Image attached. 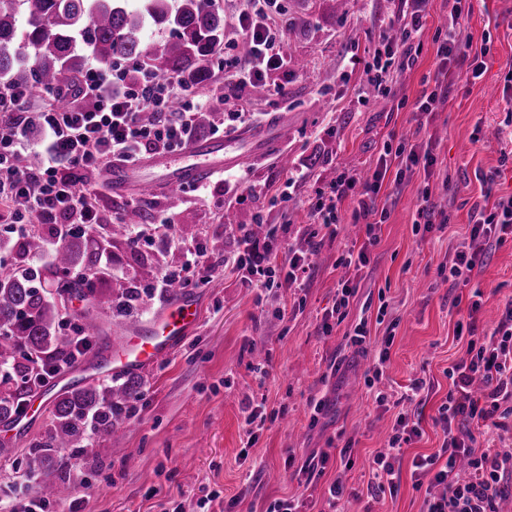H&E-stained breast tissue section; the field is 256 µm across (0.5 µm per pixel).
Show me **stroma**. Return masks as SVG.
Masks as SVG:
<instances>
[{
  "mask_svg": "<svg viewBox=\"0 0 512 512\" xmlns=\"http://www.w3.org/2000/svg\"><path fill=\"white\" fill-rule=\"evenodd\" d=\"M463 31L473 44L490 37L491 51L480 78L459 82L444 111L419 128L413 104L424 75L434 68L432 38L448 21L445 0H430L423 49L414 65L392 70L391 94L384 103L369 94L367 67L391 14L394 0H285L288 33L287 71L274 80L286 84L287 102L265 88L245 90L240 118L225 116V176L236 181L224 198L223 213L207 191H157L142 207L147 217L171 212V236L149 235L138 258H112L115 272L137 276L150 286L141 267L160 270L181 264L195 241L222 237L224 249L207 252L209 264L223 273L189 289L198 320L182 344L155 366L143 370L142 395L133 416L101 445L97 462L78 458L72 449L55 452L59 473L86 502V512H199L202 493L214 494L209 512H268L282 498L314 499L326 512L323 491L340 478L358 499L344 512H420L422 498L409 476L414 456L429 455L442 443L431 418L448 394L446 369L464 357L466 336L458 335L459 315L448 300V261L468 240V211L480 200L482 173L502 168L493 186L498 195L512 193V158L501 131L512 125L502 100L504 76L512 67V0H472ZM287 114L288 129L275 120ZM431 139L437 158L431 177L417 173L401 186L384 182L392 196L370 262L358 279V293L344 321L331 335L320 332L321 317L332 307L340 280L348 278L338 261L347 245L358 241V229L342 224L334 240L324 241L312 256L313 272L303 289L264 288L244 283L225 267L224 256L236 248L225 226L263 221L279 227L277 263L306 239L312 226L309 204L320 187L341 172L365 179L385 142ZM429 191L441 203L449 223L425 231L414 224L419 195ZM195 237H182L184 226ZM483 293L479 314L483 328L499 320L512 296V239L489 249L485 266L469 286ZM369 336L393 334L390 359L377 390L397 400L411 378L431 383L424 406V433L409 445L401 461L404 476L395 495L374 500L365 494L372 460L381 451L392 425L391 413L366 398L368 362L349 344L360 318ZM61 374L40 390L38 410L4 457L11 468L0 471V488L9 489L20 474L36 471L31 444L44 433L56 392L67 382ZM324 400L314 414L310 399ZM264 404L266 421L249 436L242 412L245 403ZM352 443L350 468L337 459ZM328 452L324 473L306 480L301 467L312 456Z\"/></svg>",
  "mask_w": 512,
  "mask_h": 512,
  "instance_id": "35a3bbf8",
  "label": "stroma"
}]
</instances>
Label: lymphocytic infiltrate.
Segmentation results:
<instances>
[{"label":"lymphocytic infiltrate","instance_id":"lymphocytic-infiltrate-1","mask_svg":"<svg viewBox=\"0 0 512 512\" xmlns=\"http://www.w3.org/2000/svg\"><path fill=\"white\" fill-rule=\"evenodd\" d=\"M428 2L398 0L388 19V31L374 51L371 81L379 94L390 93L392 66L411 63L420 52ZM286 14L283 0H242L238 32L248 49L241 54L239 43H230L222 81L196 100L190 97L194 80L185 74L160 80L149 66L141 65L131 80L122 69L106 71L92 65L79 78L78 99L63 106L53 94H46L30 117L25 110L29 88L0 82V224L11 228L10 246L42 230L53 248L72 235H88L111 223V215L98 206L95 175L115 162L134 165L147 155L179 150L193 138L199 112L234 104L245 88L267 82L286 66ZM468 14L464 0H450L448 22L433 37L435 68L423 79L415 102L419 125H428L444 109L461 68H468L476 78L485 70L489 45L473 47L461 34V21ZM145 112L152 113L151 122L142 121ZM33 120L44 131L41 162L35 168L28 164L31 149L26 137ZM436 162L428 141L407 147L384 145L370 179L361 183L345 172L319 190L309 205L310 221L323 230L325 238H335L338 205L355 196L349 221L363 226L364 238L341 262L361 269L368 264L369 251L388 216V206L379 201L387 173H394L399 181L418 170L429 175ZM468 229V245L457 250L448 263V280L454 288L469 284L490 247L512 236V194L484 192L482 201L468 211ZM276 235V229H269L262 243L252 239L246 226H238V249L225 256V263L244 272L248 283L302 287L311 274L310 257L321 243L308 239L305 246L289 249L287 263L277 264L269 244ZM205 256L204 246H197L183 266L162 271L154 285L157 296H164L176 281L187 286L196 280L211 282L218 269L207 264ZM481 296L477 290L472 299L465 301L458 295L452 299L453 306L466 308L467 357L449 366L450 388L432 418L443 434L439 450L412 461L413 488L423 495L421 512H498L499 499L512 492V452L497 448L506 434H512V297L505 301L492 331L483 333L478 326ZM367 335L366 321H359L349 344L370 359L366 383L371 386L383 374L393 338L387 335L374 344ZM477 381L484 385L478 394L472 390ZM428 389L421 377L409 384L403 396L407 407L395 418L386 451L373 460L367 484L370 497L398 490L401 472L395 463L401 460L405 445L423 433V394Z\"/></svg>","mask_w":512,"mask_h":512}]
</instances>
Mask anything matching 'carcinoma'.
<instances>
[{
	"mask_svg": "<svg viewBox=\"0 0 512 512\" xmlns=\"http://www.w3.org/2000/svg\"><path fill=\"white\" fill-rule=\"evenodd\" d=\"M26 17L18 30L14 4ZM150 23L167 24L175 39L163 43L143 42L141 33ZM83 42L95 60L110 67L120 59L151 64L158 79L174 72L195 78L205 71L207 57L224 41V15L207 0H0V79L34 83L43 89L66 93L73 90L84 65L77 42ZM145 214L134 209L123 224H107L96 238L74 236L55 250L53 260L38 271L52 290L39 289L27 276L0 271V367L11 370L0 388V423L9 424L20 413L19 396L32 390L31 366L44 358L67 361L66 369L78 367L68 358V339L61 336L69 299L83 302L76 314V328L86 337L101 339L103 315L129 317L140 301L135 283L116 278L100 263L101 252L137 248L126 233V224H138ZM46 239L40 232L28 236L17 248L18 262L27 265L44 252ZM142 393L141 383L125 376L117 387L80 382L60 390L45 434L36 447L44 465L40 490L44 499L59 508L72 496L66 478L46 465L49 452L74 448L86 461L99 456L100 442L112 437L128 407ZM94 418L96 437H91L87 418Z\"/></svg>",
	"mask_w": 512,
	"mask_h": 512,
	"instance_id": "carcinoma-1",
	"label": "carcinoma"
}]
</instances>
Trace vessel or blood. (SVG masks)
I'll return each instance as SVG.
<instances>
[{"instance_id": "obj_1", "label": "vessel or blood", "mask_w": 512, "mask_h": 512, "mask_svg": "<svg viewBox=\"0 0 512 512\" xmlns=\"http://www.w3.org/2000/svg\"><path fill=\"white\" fill-rule=\"evenodd\" d=\"M223 168V139L198 138L182 152L147 160L137 170L113 165L105 180L114 191L130 190L137 195H148L161 187L181 189ZM193 305L188 296H178L147 323L130 327L125 340L113 349L106 364L96 369V376L138 372L167 356L195 326L197 313Z\"/></svg>"}]
</instances>
